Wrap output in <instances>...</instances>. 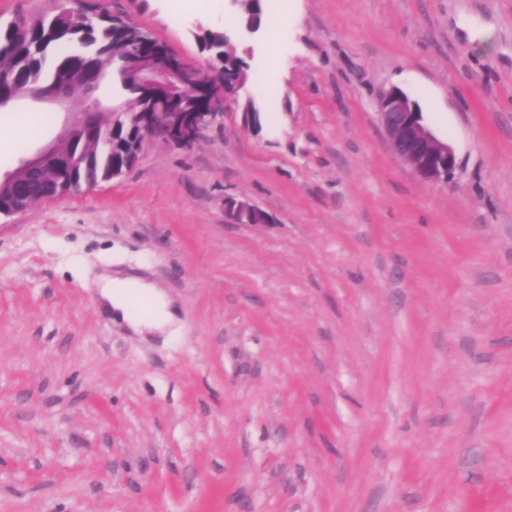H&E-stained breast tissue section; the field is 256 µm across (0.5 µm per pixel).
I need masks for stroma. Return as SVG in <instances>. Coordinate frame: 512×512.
I'll return each instance as SVG.
<instances>
[{
	"label": "stroma",
	"mask_w": 512,
	"mask_h": 512,
	"mask_svg": "<svg viewBox=\"0 0 512 512\" xmlns=\"http://www.w3.org/2000/svg\"><path fill=\"white\" fill-rule=\"evenodd\" d=\"M285 2L283 39L237 42L256 114L0 217V512H512V0ZM71 7L202 69L229 14ZM390 88L454 148L447 182L393 153ZM66 119L0 110V170ZM105 275L173 321L108 314ZM227 212L239 223L259 224L266 220L265 214L243 202L226 201L224 204ZM129 281L112 279L105 276L99 280L98 288L101 299L108 307L114 309L123 318L135 326L149 329H162L173 319L166 298L149 285L138 283L136 288L152 302L151 311L142 317H136L130 309L127 300V284Z\"/></svg>",
	"instance_id": "stroma-1"
}]
</instances>
